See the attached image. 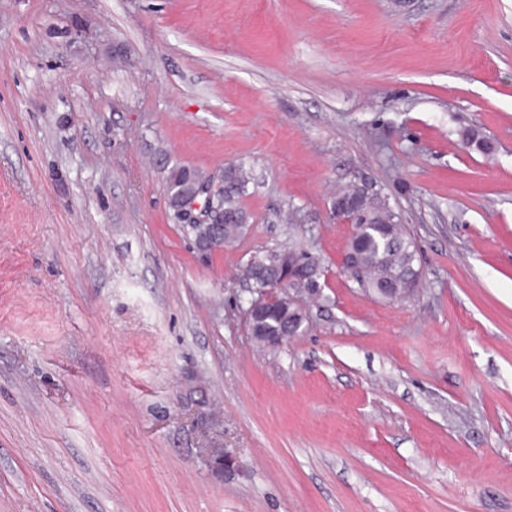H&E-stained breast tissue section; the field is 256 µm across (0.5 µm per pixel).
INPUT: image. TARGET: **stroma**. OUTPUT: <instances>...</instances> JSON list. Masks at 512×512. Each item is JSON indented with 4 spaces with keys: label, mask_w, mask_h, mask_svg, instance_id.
<instances>
[{
    "label": "stroma",
    "mask_w": 512,
    "mask_h": 512,
    "mask_svg": "<svg viewBox=\"0 0 512 512\" xmlns=\"http://www.w3.org/2000/svg\"><path fill=\"white\" fill-rule=\"evenodd\" d=\"M160 150L250 170L234 247ZM361 182L411 298L341 268ZM270 249L323 297L262 353ZM0 512H512V0H0Z\"/></svg>",
    "instance_id": "stroma-1"
}]
</instances>
